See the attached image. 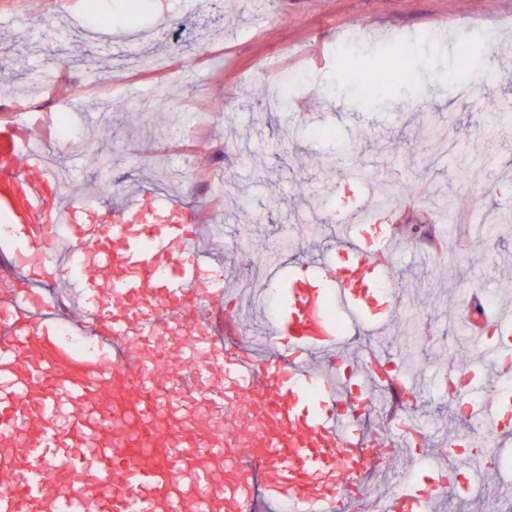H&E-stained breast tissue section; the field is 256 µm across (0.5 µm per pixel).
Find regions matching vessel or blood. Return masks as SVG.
Returning <instances> with one entry per match:
<instances>
[{
  "label": "vessel or blood",
  "instance_id": "1",
  "mask_svg": "<svg viewBox=\"0 0 512 512\" xmlns=\"http://www.w3.org/2000/svg\"><path fill=\"white\" fill-rule=\"evenodd\" d=\"M0 214L10 274L0 277V512H340L360 473L411 448L425 424L404 415L389 437L359 422L392 362L336 360L343 314L378 323L396 235L367 207L348 211L339 251L289 277L267 326L268 353L239 340L216 259L195 213L146 193L106 209L65 197L43 145L0 132ZM94 341L89 351L63 331ZM485 374L453 379L470 415L502 427L494 400L512 382V344H484ZM463 469L407 475L380 512H430Z\"/></svg>",
  "mask_w": 512,
  "mask_h": 512
}]
</instances>
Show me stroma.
Here are the masks:
<instances>
[{
    "label": "stroma",
    "mask_w": 512,
    "mask_h": 512,
    "mask_svg": "<svg viewBox=\"0 0 512 512\" xmlns=\"http://www.w3.org/2000/svg\"><path fill=\"white\" fill-rule=\"evenodd\" d=\"M1 15L15 24L0 27V105L19 95V72L39 71L51 50L75 61L70 77L80 83L119 77L132 55L180 58L185 82L168 92L149 76L125 84L120 99L130 122L106 101L89 99L72 136L59 137L53 95L42 90L47 106L28 124L101 205L142 187L169 194L200 223L221 225L220 236L205 234L202 243L222 255L232 282L264 284L276 297L281 286L268 280L266 259L289 271L332 251L336 190L359 170L375 173L366 183L369 197L399 193L378 211L382 223L399 229L390 263L397 312L380 328L350 331L342 348L358 361L375 353L401 364L415 358L411 413L429 428L424 457L440 460L465 427L461 403L448 396L449 376L472 365L469 340L457 330L462 293L490 292L500 310L512 312V221L502 220L512 212V119L474 111L459 96L470 82V58L461 49L475 27L502 38L488 86L512 102V0H223L216 15L194 12L190 0H98L93 16L83 0H0ZM362 23L372 31L365 52L416 44L417 85L360 102L363 76L343 71L339 59L347 33ZM291 77L302 87L288 109L263 111V89ZM175 112L189 122L212 116L191 147L169 141ZM426 114L451 117L443 129L451 153L416 151V142L434 133L422 122ZM90 137L94 155L78 147ZM467 142L478 146L469 165L481 176L462 183L454 177V148ZM105 182L112 194L103 198ZM443 193L471 226L436 253V265L424 266L415 254L433 251L431 239L400 226L419 217L448 227V214L435 205Z\"/></svg>",
    "instance_id": "1"
}]
</instances>
